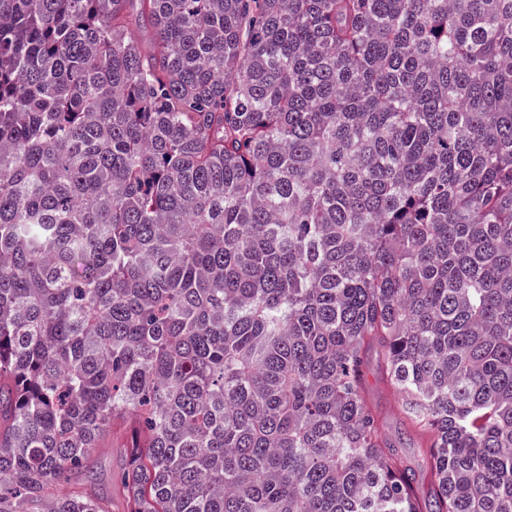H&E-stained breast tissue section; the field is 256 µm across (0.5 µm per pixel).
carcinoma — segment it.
Masks as SVG:
<instances>
[{"instance_id":"obj_1","label":"carcinoma","mask_w":512,"mask_h":512,"mask_svg":"<svg viewBox=\"0 0 512 512\" xmlns=\"http://www.w3.org/2000/svg\"><path fill=\"white\" fill-rule=\"evenodd\" d=\"M373 346L512 512V0H0V512H423ZM365 398L376 414L382 430L393 439L401 438L406 464L416 473L415 489L421 500L430 499L431 485L422 471L421 438L407 424L399 408L398 394L386 377L382 351L372 348L362 372ZM124 436L115 431L104 437L101 448L95 456L94 472L103 492L112 490V512H127L124 500L119 493L122 471L126 465L123 453Z\"/></svg>"}]
</instances>
